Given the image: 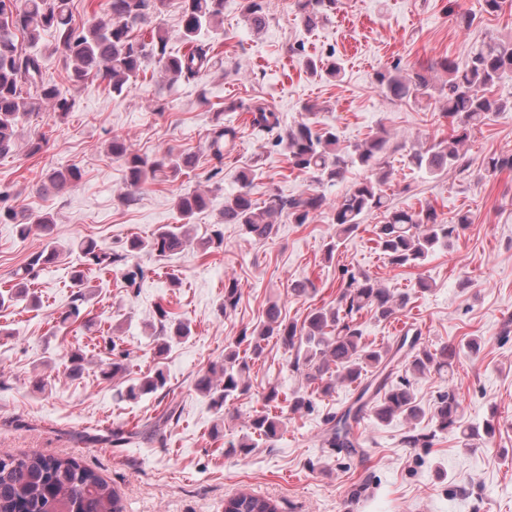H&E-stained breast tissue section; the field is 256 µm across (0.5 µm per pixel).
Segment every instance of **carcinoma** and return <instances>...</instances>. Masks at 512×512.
<instances>
[{
	"instance_id": "obj_1",
	"label": "carcinoma",
	"mask_w": 512,
	"mask_h": 512,
	"mask_svg": "<svg viewBox=\"0 0 512 512\" xmlns=\"http://www.w3.org/2000/svg\"><path fill=\"white\" fill-rule=\"evenodd\" d=\"M338 0H296L297 11L308 31H313L336 11ZM106 17L79 27L73 21L68 0H0V157L14 152L19 125L43 107L65 115L75 105L70 91L46 77L44 55L36 50L42 35L50 32L56 40L71 86L87 80H100L121 94L124 87L140 77L148 64H155L171 83L180 79L194 80L210 70L218 54L209 33L223 26L224 0H180V24L176 32L152 24L161 15L167 0H107ZM244 17L250 28L260 32L269 23L266 0H243ZM186 46L183 53L169 51L172 38ZM310 73L323 72L330 77L341 73V64L329 55L325 59L307 61ZM441 71L448 79L437 83L434 73ZM512 72V41L483 40L472 47L462 61L443 57L430 60L418 68L403 72L397 66L379 70L375 83L379 91L392 101L409 98L444 103L441 117L448 120V138H440L427 147L410 149L409 163L439 177L451 170L464 172L470 168L464 146L471 131L489 116L512 112V100L489 95L503 75ZM250 125L271 136L270 145L280 148L289 163L310 176L317 188L285 196L271 192L263 202L252 198V169L242 168L236 179L240 190L224 201V223L238 224L257 240H266L276 232L275 224L285 218L291 224H309L328 209L336 224V238L327 245L332 254L343 238L360 226L361 216L379 212L380 223L373 234L381 254L393 267L423 265L435 247L449 244L470 223L461 215L447 223L438 218L434 208L419 211L392 206L387 194L392 172L386 157L394 151L383 135H373L352 147L341 146L333 127L315 128L307 118L287 128L282 127L281 113L264 103L248 107ZM236 129L218 121L211 128L209 150L216 164L209 171L212 180L224 174V154L233 147ZM108 150L121 161L126 185L133 191L159 175H177L196 167L193 155L166 152L151 159L132 151L120 136L112 137ZM367 175L355 182L342 196L330 201L319 191L334 184L352 167ZM512 171V154L492 155L479 169L478 179ZM82 178L76 166L55 169L40 182L38 192L54 196L76 188ZM207 197L198 192L179 195L177 209L185 219L205 209ZM0 219L19 227L21 237L37 230L48 236L53 219L48 213L26 215L16 211L0 213ZM185 234L179 227L162 228L144 241L134 239L131 251L149 249L167 257L180 252ZM84 264L99 271L110 269L128 259L114 254L93 240L79 243ZM56 250L44 249L16 273L19 283L0 292V306L26 293L25 280L34 267L54 261ZM338 279L341 292L336 304L312 309L302 326L282 317L279 306L270 304L260 327L243 329L238 338L224 348V361L210 367L196 383L209 396L212 407L221 412L224 406L247 391L245 375L249 363L263 354L264 343L275 337L292 353L290 365L302 373L310 390L294 392L279 398L273 388L264 397V409L250 416L249 433L225 442L226 454L247 455L258 442L273 443L281 435L284 412L310 413L315 410L314 396L329 395L341 380L355 386L356 399L342 412L329 411L322 416L325 426L323 445L356 453L361 448L357 424L366 411L381 423L403 415L416 421L424 415L412 390L410 376L435 373L440 376L453 369L456 349L452 345L430 348L420 336L404 330L391 343L377 346L365 342L359 322L367 312L379 320H388L409 303L406 293H394L379 285L370 274L343 266ZM241 296L239 282L224 281V311L236 308ZM157 354L169 349V340L191 333L186 321H173L169 312L157 306ZM405 365V375L390 381L394 366ZM166 386V378L157 370L128 387L126 397L157 393ZM436 430L454 432L467 441L476 429L464 425L462 404L455 389L439 393L433 404ZM435 434L414 429L403 437L408 448H429ZM0 512H122L114 489L94 470L72 457H50L38 454L0 456ZM224 512H277L270 501L251 494H238L225 503Z\"/></svg>"
}]
</instances>
